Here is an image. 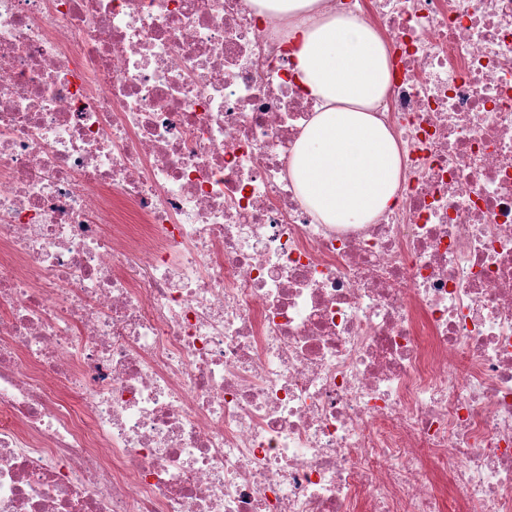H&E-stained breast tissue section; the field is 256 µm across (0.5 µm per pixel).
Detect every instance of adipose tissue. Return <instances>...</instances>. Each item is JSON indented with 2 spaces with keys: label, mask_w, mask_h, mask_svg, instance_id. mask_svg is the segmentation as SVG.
I'll return each instance as SVG.
<instances>
[{
  "label": "adipose tissue",
  "mask_w": 512,
  "mask_h": 512,
  "mask_svg": "<svg viewBox=\"0 0 512 512\" xmlns=\"http://www.w3.org/2000/svg\"><path fill=\"white\" fill-rule=\"evenodd\" d=\"M317 0H250L287 22L294 72L316 103L295 144L289 176L326 224H368L395 205L401 159L374 111L390 83L381 35L350 12Z\"/></svg>",
  "instance_id": "adipose-tissue-1"
}]
</instances>
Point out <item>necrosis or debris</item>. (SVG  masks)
<instances>
[{
	"label": "necrosis or debris",
	"instance_id": "4bbe7bcc",
	"mask_svg": "<svg viewBox=\"0 0 512 512\" xmlns=\"http://www.w3.org/2000/svg\"><path fill=\"white\" fill-rule=\"evenodd\" d=\"M319 8L389 50L369 224L249 0H0V512H512V0Z\"/></svg>",
	"mask_w": 512,
	"mask_h": 512
}]
</instances>
